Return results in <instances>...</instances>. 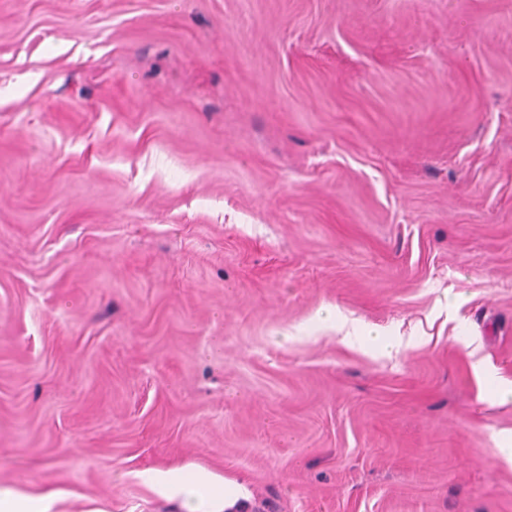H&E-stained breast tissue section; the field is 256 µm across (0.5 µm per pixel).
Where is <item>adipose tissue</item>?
Masks as SVG:
<instances>
[{
  "instance_id": "ef3b65f1",
  "label": "adipose tissue",
  "mask_w": 512,
  "mask_h": 512,
  "mask_svg": "<svg viewBox=\"0 0 512 512\" xmlns=\"http://www.w3.org/2000/svg\"><path fill=\"white\" fill-rule=\"evenodd\" d=\"M161 489L180 502L181 512H242L241 492L208 473L168 472L158 476Z\"/></svg>"
}]
</instances>
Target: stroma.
<instances>
[{"label":"stroma","mask_w":512,"mask_h":512,"mask_svg":"<svg viewBox=\"0 0 512 512\" xmlns=\"http://www.w3.org/2000/svg\"><path fill=\"white\" fill-rule=\"evenodd\" d=\"M485 368L512 0H0V488L512 512ZM161 489L180 502L181 512H242L243 494L208 473L168 472L156 477Z\"/></svg>","instance_id":"35a3bbf8"}]
</instances>
